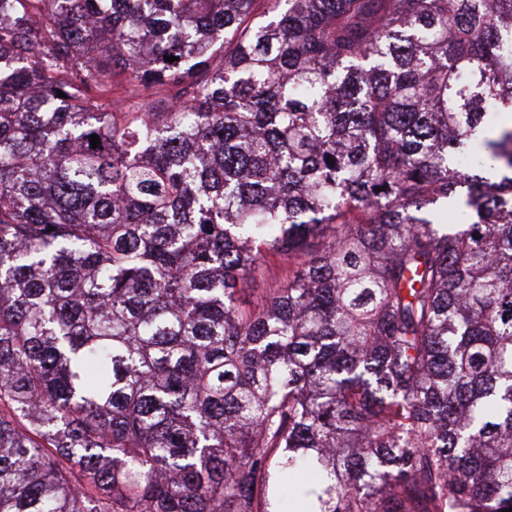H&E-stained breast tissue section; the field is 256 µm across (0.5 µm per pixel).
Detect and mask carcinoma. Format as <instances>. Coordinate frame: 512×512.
<instances>
[{
    "label": "carcinoma",
    "instance_id": "obj_1",
    "mask_svg": "<svg viewBox=\"0 0 512 512\" xmlns=\"http://www.w3.org/2000/svg\"><path fill=\"white\" fill-rule=\"evenodd\" d=\"M510 508L512 0H0V512Z\"/></svg>",
    "mask_w": 512,
    "mask_h": 512
}]
</instances>
